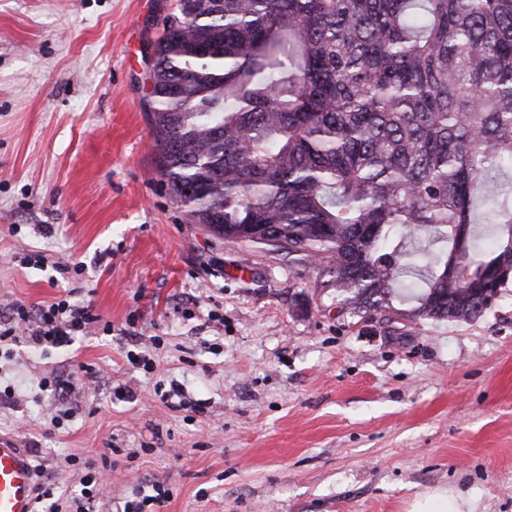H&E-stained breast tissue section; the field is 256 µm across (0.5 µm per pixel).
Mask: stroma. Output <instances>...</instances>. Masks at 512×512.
<instances>
[{
    "label": "stroma",
    "mask_w": 512,
    "mask_h": 512,
    "mask_svg": "<svg viewBox=\"0 0 512 512\" xmlns=\"http://www.w3.org/2000/svg\"><path fill=\"white\" fill-rule=\"evenodd\" d=\"M174 2L0 0V303L73 287L112 325L1 359L21 398L0 436L67 491L71 457L108 461L98 512L155 484L163 512H410L436 490L512 512V288L471 323L341 314L326 263L189 223L144 106ZM33 252L82 272L55 282ZM68 374L85 387L56 428L38 383Z\"/></svg>",
    "instance_id": "obj_1"
}]
</instances>
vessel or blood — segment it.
<instances>
[{"instance_id": "b4317fda", "label": "vessel or blood", "mask_w": 512, "mask_h": 512, "mask_svg": "<svg viewBox=\"0 0 512 512\" xmlns=\"http://www.w3.org/2000/svg\"><path fill=\"white\" fill-rule=\"evenodd\" d=\"M35 470L12 440L0 437V512H33Z\"/></svg>"}]
</instances>
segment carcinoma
<instances>
[{
    "label": "carcinoma",
    "mask_w": 512,
    "mask_h": 512,
    "mask_svg": "<svg viewBox=\"0 0 512 512\" xmlns=\"http://www.w3.org/2000/svg\"><path fill=\"white\" fill-rule=\"evenodd\" d=\"M147 106L194 224L326 259L341 310L512 284V0H176Z\"/></svg>",
    "instance_id": "obj_1"
}]
</instances>
